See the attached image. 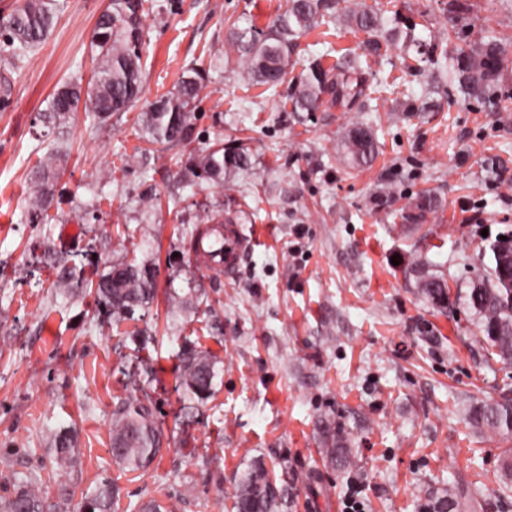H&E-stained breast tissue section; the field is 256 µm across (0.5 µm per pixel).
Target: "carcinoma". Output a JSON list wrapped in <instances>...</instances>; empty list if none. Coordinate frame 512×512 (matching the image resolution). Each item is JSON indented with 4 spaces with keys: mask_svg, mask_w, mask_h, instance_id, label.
Here are the masks:
<instances>
[{
    "mask_svg": "<svg viewBox=\"0 0 512 512\" xmlns=\"http://www.w3.org/2000/svg\"><path fill=\"white\" fill-rule=\"evenodd\" d=\"M155 0H112V9L103 12L97 20L92 44L96 50L94 75L87 86L63 84L42 113L43 120L59 128L76 118L81 99L89 104L84 109L103 123L115 112H125L136 103L142 93V58L148 42L145 39L143 19L153 11ZM331 0H288L284 13L278 15L266 30H239L230 22L231 47L245 66L248 80L277 89L288 83L289 100L293 112H316L323 108H340L346 112H364L378 89L368 84L365 71L355 62L343 68L338 65L325 69L317 58L309 60L307 73L288 78V55L295 41L311 30L329 23ZM60 4L56 0H22L7 16L0 19V30L9 56L19 62L29 58L45 40L52 28ZM361 31L376 33L373 7L361 3L349 14ZM508 60L506 48L496 40L482 41L474 46L457 48L453 66L459 84L469 95L486 99L498 112H512V96H490L491 86ZM204 88V77L198 68L182 78L175 91L160 95L148 103L139 116L145 141L151 144H170L184 141L195 117ZM352 164L366 165L375 157L376 143L370 131L362 125L351 128L343 142ZM61 148L48 152L39 159L33 171L35 218L49 222V210L57 204V185L60 178L58 157ZM248 156L224 152L223 143L192 157L187 173L199 177H218L224 170L243 167ZM435 199L423 192L415 204L412 219L420 220L435 208ZM505 239H496L491 247V266L487 275L471 282L465 302L478 318L480 328L492 352L504 362H512V274L502 271L500 259L512 256V233ZM420 294L434 306L449 303V286L442 276L425 269L417 270ZM154 271L147 264L115 261L107 272L83 287L94 295L109 316L121 322L144 310L155 295ZM180 387L182 398L203 402L214 394L216 361L206 352L186 344L179 353ZM471 418L479 427H486L505 439H512V398L503 395L499 402L483 404L473 409ZM75 431L62 429L52 435L49 457L58 470L65 474L73 467ZM159 432L150 405L130 393L118 400L112 411V461L122 470L144 471L161 451ZM474 499L479 492L453 493L450 497L429 500L422 505L423 512H434L448 507L452 512H468L462 496ZM73 497L70 483L62 479L56 485V501H48L47 491L40 486L38 471L32 470L25 479L14 481L12 492L0 498V512H63ZM119 498L116 486L103 481L91 494L85 496L81 512H112ZM281 501L280 490L272 482L262 460H256L239 478L233 493L232 508L236 512H277Z\"/></svg>",
    "mask_w": 512,
    "mask_h": 512,
    "instance_id": "carcinoma-1",
    "label": "carcinoma"
}]
</instances>
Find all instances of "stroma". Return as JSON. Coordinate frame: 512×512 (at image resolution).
<instances>
[{"mask_svg": "<svg viewBox=\"0 0 512 512\" xmlns=\"http://www.w3.org/2000/svg\"><path fill=\"white\" fill-rule=\"evenodd\" d=\"M362 1L386 37L369 78L400 81L372 112L292 111L287 87L247 86L226 60V17L262 28L287 0H155L145 98L175 90L195 66L207 79L185 141L149 147L137 105L102 124L82 113L62 131L42 122L59 86L91 80L92 34L110 4L59 0L46 41L0 101V497L13 473L33 469L55 490L58 470L40 460L50 435L72 428L66 512L105 479L120 489L114 512L149 497L176 512H234V486L256 459L286 490L278 512H342L355 485L365 512H417L425 494L474 486L479 512H512L494 495L507 443L470 418L512 394V364L463 301L492 239L512 229V112L432 87L429 63L404 42L410 32L453 51L492 38L512 51V0H469L460 18L448 0H336L329 31L290 54L293 75L310 57L329 68L359 52L366 35L348 14ZM360 121L377 153L353 166L342 141ZM218 136L249 167L185 175L190 153ZM56 141L65 194L51 224H36L31 169ZM423 192L438 206L410 220ZM229 210L250 248L233 277L199 272L189 233ZM60 247L88 280L112 260L150 263L149 309L117 323L91 295L71 294L47 257ZM422 265L447 279V307L421 296ZM186 286L207 304L175 306L171 289ZM138 331L146 344L133 341ZM186 344L217 360L213 396L192 405L176 389ZM130 392L152 404L161 433L159 457L136 473L109 452L112 410ZM333 444L347 468L326 463Z\"/></svg>", "mask_w": 512, "mask_h": 512, "instance_id": "obj_1", "label": "stroma"}]
</instances>
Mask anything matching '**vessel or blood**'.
<instances>
[{"mask_svg":"<svg viewBox=\"0 0 512 512\" xmlns=\"http://www.w3.org/2000/svg\"><path fill=\"white\" fill-rule=\"evenodd\" d=\"M249 242L237 224H209L190 244L196 268L202 272L218 271L234 275Z\"/></svg>","mask_w":512,"mask_h":512,"instance_id":"1","label":"vessel or blood"}]
</instances>
